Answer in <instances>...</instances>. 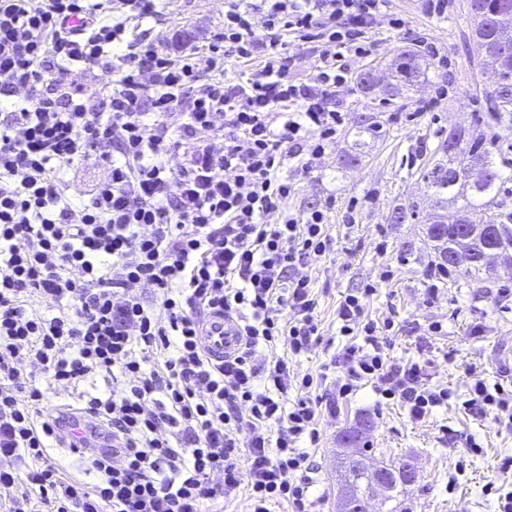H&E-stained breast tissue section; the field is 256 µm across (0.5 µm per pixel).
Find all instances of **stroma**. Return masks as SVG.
Instances as JSON below:
<instances>
[{"label": "stroma", "instance_id": "1", "mask_svg": "<svg viewBox=\"0 0 512 512\" xmlns=\"http://www.w3.org/2000/svg\"><path fill=\"white\" fill-rule=\"evenodd\" d=\"M389 10L403 17L404 27L390 30L387 18H378L366 33L369 55L353 65L354 74L373 72L374 89L365 94L353 83L341 88L332 100L345 118L335 144L309 171L291 159L280 171L296 187L290 208L327 209L331 238L329 251L310 267L320 340L291 365L288 398H301L298 380L318 374L341 348L336 307L344 294L369 282L377 290L366 303L368 316L395 322L386 337L390 356L423 363L425 384L452 396L416 423L400 404L379 403L371 386L342 400L333 384L316 387L322 415L320 441L309 450L314 474L308 500L312 512H338L346 452L340 439L361 426L370 466L404 461L418 472L417 481L397 488L392 498L374 497L370 512H499L498 488L512 489V472L500 468L503 458L512 457V422L464 402L475 380L491 384L512 369V295L501 293L512 286V274L474 279L455 268L434 302H427L426 271L438 254L426 236L432 207L421 174L451 128L480 129L506 176L499 198L512 211V131L487 119L493 86L471 34L468 0H453L447 17L439 19L426 14L419 0H390ZM223 23L224 0H164L162 16L150 28H176L204 44ZM424 37L435 42L439 56L420 54L423 81L387 92L395 58L418 52ZM440 90L445 96L438 108L418 113L419 102ZM398 208L418 215L393 223L390 215ZM386 266L394 277L383 282L379 273ZM435 321L444 326L437 336L428 332Z\"/></svg>", "mask_w": 512, "mask_h": 512}]
</instances>
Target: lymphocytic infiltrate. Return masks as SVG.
Returning a JSON list of instances; mask_svg holds the SVG:
<instances>
[{
	"mask_svg": "<svg viewBox=\"0 0 512 512\" xmlns=\"http://www.w3.org/2000/svg\"><path fill=\"white\" fill-rule=\"evenodd\" d=\"M264 2L225 0L199 46L130 29L160 0H0V512H223L240 489L251 512H307L298 443H317L320 404H287L288 364L319 340L309 267L331 239L280 170L335 141L330 101L389 0ZM290 35L313 46L309 80ZM88 165L102 174L73 196ZM374 290L337 306L336 395L367 382L423 419L450 393L389 356ZM212 313L243 336L221 362L200 343ZM85 382L76 413L112 441L73 448L91 484L49 461L68 414L44 403Z\"/></svg>",
	"mask_w": 512,
	"mask_h": 512,
	"instance_id": "1",
	"label": "lymphocytic infiltrate"
}]
</instances>
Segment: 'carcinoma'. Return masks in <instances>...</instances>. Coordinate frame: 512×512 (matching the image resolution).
<instances>
[{
    "mask_svg": "<svg viewBox=\"0 0 512 512\" xmlns=\"http://www.w3.org/2000/svg\"><path fill=\"white\" fill-rule=\"evenodd\" d=\"M484 66L494 86L495 119L512 128V55L487 58ZM396 73L401 83L410 85L420 80L423 71L415 56L404 54L396 64ZM437 153L440 158L422 173L434 206L439 210L434 223L428 225L427 236L435 243L442 263L446 264L448 246L459 234L460 225L455 221L448 222V216L440 211L448 208L450 202L456 205L458 216H465L476 208L483 209L489 227L475 238L469 271L477 275L487 272L492 268L487 258L490 248L502 242L512 243V212L501 210L498 200L502 174L495 168L484 138L469 137L463 129L459 130L456 151L448 152L444 140ZM347 477L350 482L347 497L356 501L371 499L376 487L371 484L361 462L348 461Z\"/></svg>",
    "mask_w": 512,
    "mask_h": 512,
    "instance_id": "1",
    "label": "carcinoma"
}]
</instances>
